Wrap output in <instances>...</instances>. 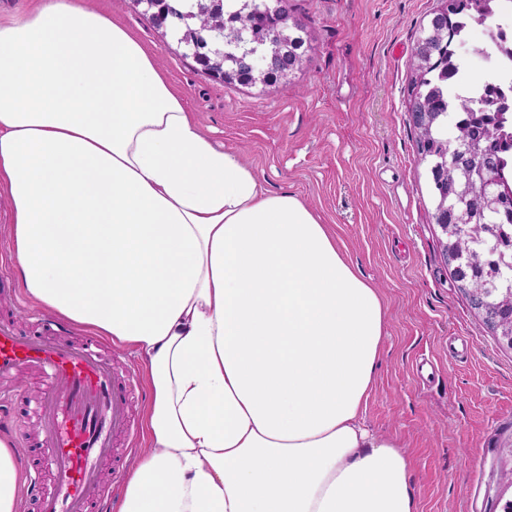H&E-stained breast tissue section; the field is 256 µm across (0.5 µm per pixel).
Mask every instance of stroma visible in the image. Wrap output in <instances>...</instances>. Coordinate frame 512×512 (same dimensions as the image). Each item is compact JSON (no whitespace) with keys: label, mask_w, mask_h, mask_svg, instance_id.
<instances>
[{"label":"stroma","mask_w":512,"mask_h":512,"mask_svg":"<svg viewBox=\"0 0 512 512\" xmlns=\"http://www.w3.org/2000/svg\"><path fill=\"white\" fill-rule=\"evenodd\" d=\"M149 49L216 147L253 167L264 188L300 198L330 224L338 246L379 288L387 336L364 419L398 440L417 512H501L512 492V352L502 349L436 248L439 227L407 112L409 59L437 0H289L312 50L291 80L246 87L211 78L169 31L128 0H92ZM141 386L130 417L143 425L146 366L130 347L106 350ZM37 380L21 375L10 434L31 467L42 449L29 405Z\"/></svg>","instance_id":"1"}]
</instances>
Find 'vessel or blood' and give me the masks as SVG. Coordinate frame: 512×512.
<instances>
[{
  "label": "vessel or blood",
  "instance_id": "1",
  "mask_svg": "<svg viewBox=\"0 0 512 512\" xmlns=\"http://www.w3.org/2000/svg\"><path fill=\"white\" fill-rule=\"evenodd\" d=\"M61 332L51 317L28 331L0 321V383L15 386L23 373L40 380L30 409L47 450L44 473L29 483L38 512H100L101 465L116 438H135L130 387L97 340L63 342Z\"/></svg>",
  "mask_w": 512,
  "mask_h": 512
}]
</instances>
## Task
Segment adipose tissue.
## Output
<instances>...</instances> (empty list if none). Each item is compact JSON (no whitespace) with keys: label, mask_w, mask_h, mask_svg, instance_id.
<instances>
[{"label":"adipose tissue","mask_w":512,"mask_h":512,"mask_svg":"<svg viewBox=\"0 0 512 512\" xmlns=\"http://www.w3.org/2000/svg\"><path fill=\"white\" fill-rule=\"evenodd\" d=\"M0 14V192L39 306L136 348L152 452L115 512H416L363 407L387 313L328 226L215 147L91 0ZM22 473L0 435V512Z\"/></svg>","instance_id":"adipose-tissue-1"}]
</instances>
